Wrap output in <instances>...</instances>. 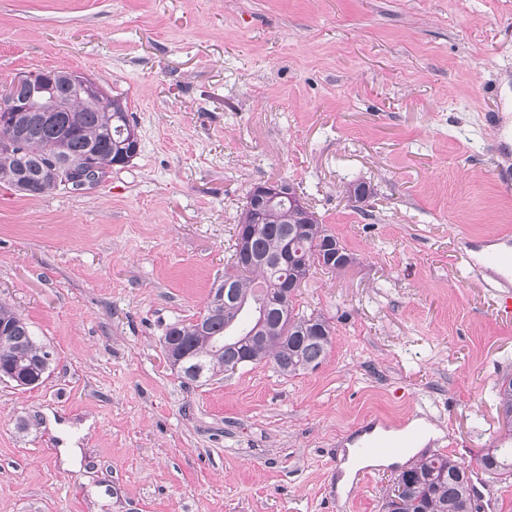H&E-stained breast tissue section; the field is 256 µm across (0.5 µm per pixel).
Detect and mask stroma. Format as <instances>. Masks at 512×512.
I'll use <instances>...</instances> for the list:
<instances>
[{
  "mask_svg": "<svg viewBox=\"0 0 512 512\" xmlns=\"http://www.w3.org/2000/svg\"><path fill=\"white\" fill-rule=\"evenodd\" d=\"M50 69L127 98L140 148L91 189L0 183V300L51 354L40 386L0 381V512H388L400 466L336 490L357 427L423 418V453L467 463L511 433L512 319L455 256L512 231V0H0V90ZM263 181L353 257L299 290L330 351L187 381L165 331Z\"/></svg>",
  "mask_w": 512,
  "mask_h": 512,
  "instance_id": "1",
  "label": "stroma"
}]
</instances>
